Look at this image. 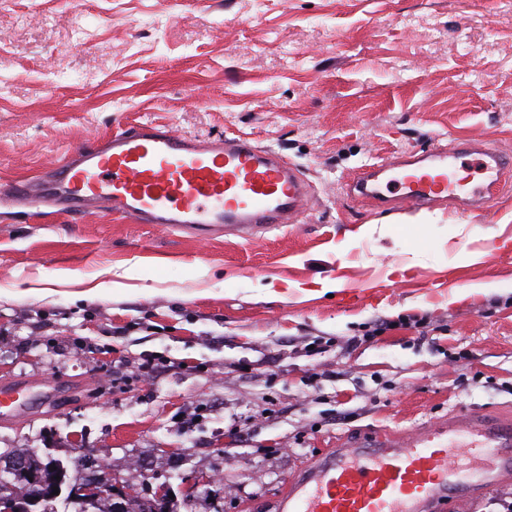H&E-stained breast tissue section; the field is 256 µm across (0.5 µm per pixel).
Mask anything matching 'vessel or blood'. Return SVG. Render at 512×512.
Here are the masks:
<instances>
[{
    "instance_id": "b4317fda",
    "label": "vessel or blood",
    "mask_w": 512,
    "mask_h": 512,
    "mask_svg": "<svg viewBox=\"0 0 512 512\" xmlns=\"http://www.w3.org/2000/svg\"><path fill=\"white\" fill-rule=\"evenodd\" d=\"M512 179V155L473 138L435 139L422 151L366 166L347 193L382 213L487 209ZM315 199L300 167L239 134L198 140L154 123L119 126L48 172L0 184V206L105 213L209 238H250L298 223ZM25 384L0 389V415L21 408ZM512 475V424L464 419L404 441L336 449L302 471L276 512H433Z\"/></svg>"
}]
</instances>
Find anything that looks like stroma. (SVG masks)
<instances>
[{"label": "stroma", "mask_w": 512, "mask_h": 512, "mask_svg": "<svg viewBox=\"0 0 512 512\" xmlns=\"http://www.w3.org/2000/svg\"><path fill=\"white\" fill-rule=\"evenodd\" d=\"M141 122L247 134L314 206L249 241L1 208L0 387L32 390L0 453L103 461L171 512H275L338 445L512 421V186L478 216L343 188L436 138L512 153V0H0V181ZM507 503L512 479L436 512Z\"/></svg>", "instance_id": "35a3bbf8"}]
</instances>
